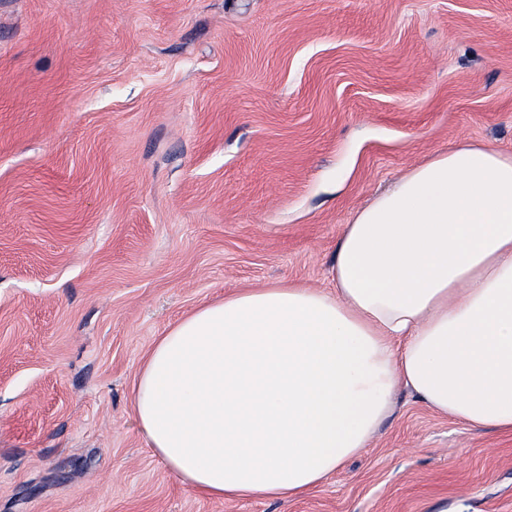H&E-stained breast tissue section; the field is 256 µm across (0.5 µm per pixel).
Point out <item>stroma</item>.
Returning a JSON list of instances; mask_svg holds the SVG:
<instances>
[{"label":"stroma","mask_w":512,"mask_h":512,"mask_svg":"<svg viewBox=\"0 0 512 512\" xmlns=\"http://www.w3.org/2000/svg\"><path fill=\"white\" fill-rule=\"evenodd\" d=\"M466 141L512 153V0H0V512H512V434L405 390L289 499L197 495L132 410L171 324L329 287L355 211Z\"/></svg>","instance_id":"35a3bbf8"}]
</instances>
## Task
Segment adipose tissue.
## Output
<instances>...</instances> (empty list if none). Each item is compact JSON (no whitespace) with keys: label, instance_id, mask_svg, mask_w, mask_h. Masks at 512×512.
<instances>
[{"label":"adipose tissue","instance_id":"obj_1","mask_svg":"<svg viewBox=\"0 0 512 512\" xmlns=\"http://www.w3.org/2000/svg\"><path fill=\"white\" fill-rule=\"evenodd\" d=\"M329 289L245 288L148 352V448L213 499L301 495L369 448L398 388L512 433V154L438 153L358 210Z\"/></svg>","mask_w":512,"mask_h":512}]
</instances>
